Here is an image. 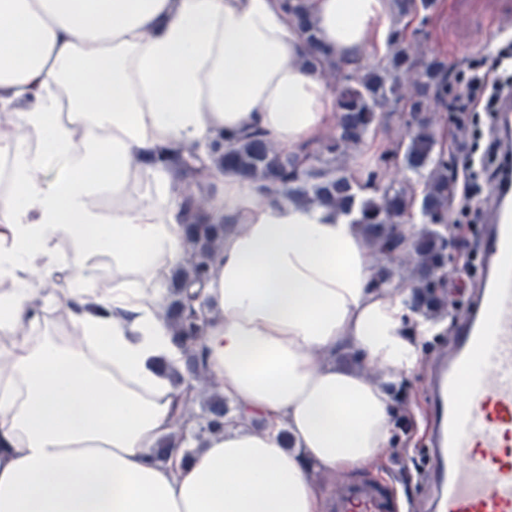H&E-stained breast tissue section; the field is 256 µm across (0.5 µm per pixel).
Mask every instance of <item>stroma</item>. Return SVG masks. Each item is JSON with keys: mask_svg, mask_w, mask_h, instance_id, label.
<instances>
[{"mask_svg": "<svg viewBox=\"0 0 512 512\" xmlns=\"http://www.w3.org/2000/svg\"><path fill=\"white\" fill-rule=\"evenodd\" d=\"M505 28L512 29V0H436L428 24L414 37L413 47L424 58L438 56L447 61L448 82L456 92ZM439 276L447 305L430 315L429 330L415 339L420 352L415 372L389 385L395 427L388 447L376 460L352 470H316L315 478L327 491L337 490L347 480L376 479L394 485L398 501L404 504L422 497L421 476L430 465L431 453L426 397L429 360L447 342L449 324L467 310L480 272L472 268L466 277L452 279L443 270Z\"/></svg>", "mask_w": 512, "mask_h": 512, "instance_id": "1", "label": "stroma"}]
</instances>
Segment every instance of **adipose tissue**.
Listing matches in <instances>:
<instances>
[{"label": "adipose tissue", "mask_w": 512, "mask_h": 512, "mask_svg": "<svg viewBox=\"0 0 512 512\" xmlns=\"http://www.w3.org/2000/svg\"><path fill=\"white\" fill-rule=\"evenodd\" d=\"M282 2L0 0V512H324L308 463L353 469L389 445L386 384L416 368L408 334L426 324L374 287L350 217L217 167L212 219L232 229L200 349L237 410L156 457L188 422L163 315L182 194L159 151L260 132L292 153L336 121ZM308 4L334 58L388 40L393 0ZM59 273L60 295L41 294ZM53 305L77 340L52 334ZM343 350L381 380L337 365Z\"/></svg>", "instance_id": "obj_1"}]
</instances>
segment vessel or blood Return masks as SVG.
I'll list each match as a JSON object with an SVG mask.
<instances>
[{
	"mask_svg": "<svg viewBox=\"0 0 512 512\" xmlns=\"http://www.w3.org/2000/svg\"><path fill=\"white\" fill-rule=\"evenodd\" d=\"M500 176L486 202L475 305L434 360L428 512H512V97L497 111ZM330 512H392L388 486L354 481Z\"/></svg>",
	"mask_w": 512,
	"mask_h": 512,
	"instance_id": "obj_1",
	"label": "vessel or blood"
}]
</instances>
